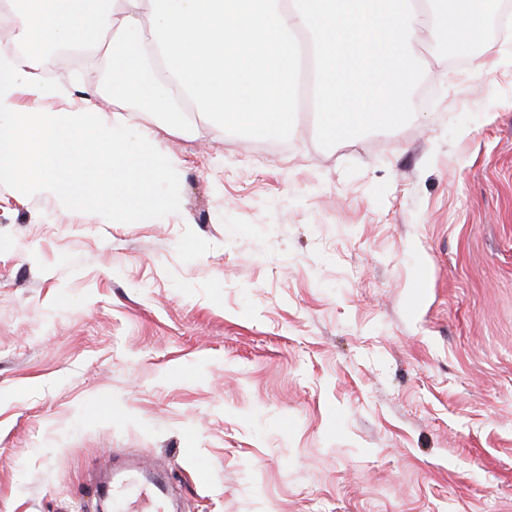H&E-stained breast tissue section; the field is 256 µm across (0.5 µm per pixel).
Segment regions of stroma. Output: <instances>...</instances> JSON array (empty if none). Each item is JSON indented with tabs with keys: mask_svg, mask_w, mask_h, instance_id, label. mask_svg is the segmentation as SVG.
Returning <instances> with one entry per match:
<instances>
[{
	"mask_svg": "<svg viewBox=\"0 0 512 512\" xmlns=\"http://www.w3.org/2000/svg\"><path fill=\"white\" fill-rule=\"evenodd\" d=\"M412 49V120L327 150L129 113L160 219L0 186V512H96L127 455L180 512H512V31Z\"/></svg>",
	"mask_w": 512,
	"mask_h": 512,
	"instance_id": "35a3bbf8",
	"label": "stroma"
}]
</instances>
